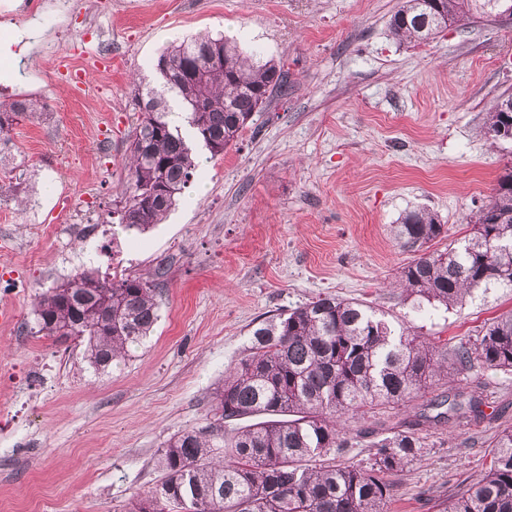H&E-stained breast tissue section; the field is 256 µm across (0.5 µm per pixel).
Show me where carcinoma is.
Returning <instances> with one entry per match:
<instances>
[{"label": "carcinoma", "instance_id": "obj_1", "mask_svg": "<svg viewBox=\"0 0 512 512\" xmlns=\"http://www.w3.org/2000/svg\"><path fill=\"white\" fill-rule=\"evenodd\" d=\"M512 0H400L389 31L422 43L448 22L495 24ZM220 54L211 65L205 55ZM201 63L200 77L146 88L132 133L121 226L144 232L167 216L196 171L192 143L224 154L245 119L288 90L284 66L244 53L224 34L204 33L166 46L157 62ZM182 105L176 113L169 99ZM41 111L24 98L0 109V133ZM493 143L512 142V110L489 109ZM444 225L424 208L395 227L400 246L418 256L399 271L396 287L417 307L463 304L477 290L512 291V168L497 180L458 247L429 251ZM34 336L73 338L101 370L131 357L159 318L155 284L140 275L77 271L46 289L32 307ZM512 372V312L484 324L476 339L450 346L398 329L385 313L359 301L318 296L262 319L250 345L215 392L213 420L171 436L160 450L163 479L137 496L129 512H387L388 477L421 456L415 430L371 443L366 460L336 464L349 447L342 418L399 408L433 382L474 367ZM419 414L437 424L477 421V400L458 391ZM443 512H512V430L496 439L483 476L450 499Z\"/></svg>", "mask_w": 512, "mask_h": 512}]
</instances>
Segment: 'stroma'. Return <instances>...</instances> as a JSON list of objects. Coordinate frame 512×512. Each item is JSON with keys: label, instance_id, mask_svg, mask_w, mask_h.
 Here are the masks:
<instances>
[{"label": "stroma", "instance_id": "obj_1", "mask_svg": "<svg viewBox=\"0 0 512 512\" xmlns=\"http://www.w3.org/2000/svg\"><path fill=\"white\" fill-rule=\"evenodd\" d=\"M398 0H0V105L40 112L0 140V512H128L162 479L170 436L205 426L255 320L330 294L420 336L467 342L512 311V291L417 309L395 288L410 252L393 228L426 208L458 246L493 194L512 143L485 114L512 93V25H452L421 43L388 29ZM224 32L283 63L288 90L253 113L175 210L121 232L120 192L138 116L135 78L159 86V51ZM60 225L58 235L43 232ZM92 267L162 268L160 318L120 366L95 371L73 339L25 329L36 297ZM481 399L484 422L420 425L421 457L390 477V512H441L482 475L512 427V373L474 368L429 391ZM418 400L352 422L342 461L406 429Z\"/></svg>", "mask_w": 512, "mask_h": 512}]
</instances>
